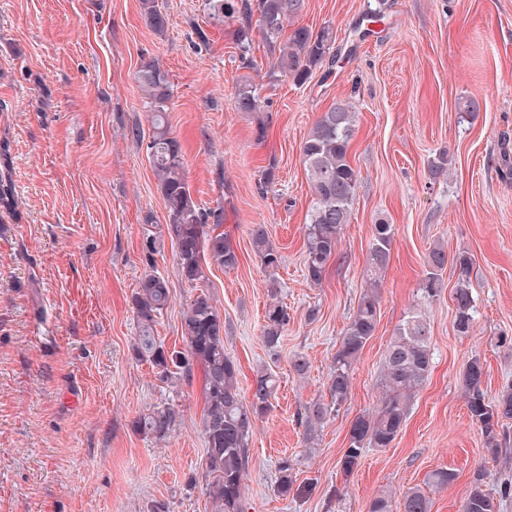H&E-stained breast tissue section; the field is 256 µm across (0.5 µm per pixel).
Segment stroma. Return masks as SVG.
Segmentation results:
<instances>
[{
  "mask_svg": "<svg viewBox=\"0 0 512 512\" xmlns=\"http://www.w3.org/2000/svg\"><path fill=\"white\" fill-rule=\"evenodd\" d=\"M205 3L156 0L168 20L159 36L142 22L139 0H0V145L20 212L16 220L0 212V512H211L202 373L165 382L134 353L132 297L152 270L170 288L154 326L158 344L184 349L182 312L204 290L224 318L242 395L260 371L278 381L251 437L243 481L250 512H368L377 495L401 499L439 468L456 479L432 493L431 512H459L476 468L492 485L512 484V421L506 450L492 455L460 382L474 356L488 395L512 382V346L498 342L512 336V0H307L299 24L331 27L336 49L351 56L302 84L270 76V50L258 37L243 65L232 26L212 20ZM377 5L386 29L350 42ZM149 59L168 73V120L191 194L201 209L222 212L238 253L232 268L204 260L205 277L194 284L182 279L171 241L151 256L145 249L167 219L136 81ZM246 82L260 111L234 109ZM471 97L479 111L460 117ZM340 101L355 107L350 159L360 181L338 254L315 284L304 269L311 194L301 149ZM443 149L448 174L430 179L428 162ZM380 219L395 236L378 325L346 403L309 444L299 414L330 399L333 357ZM254 224L265 225L282 255L274 297L290 319L273 352L263 336L271 276L251 245ZM437 244L474 259L471 335L454 330V267L440 297L419 288ZM413 309L431 326L432 372L393 444L366 449L344 474L350 425L376 405L386 348ZM298 355L309 362L302 376L292 368ZM157 409L175 414L161 440L137 426ZM285 459L295 483L282 497L275 486Z\"/></svg>",
  "mask_w": 512,
  "mask_h": 512,
  "instance_id": "obj_1",
  "label": "stroma"
}]
</instances>
